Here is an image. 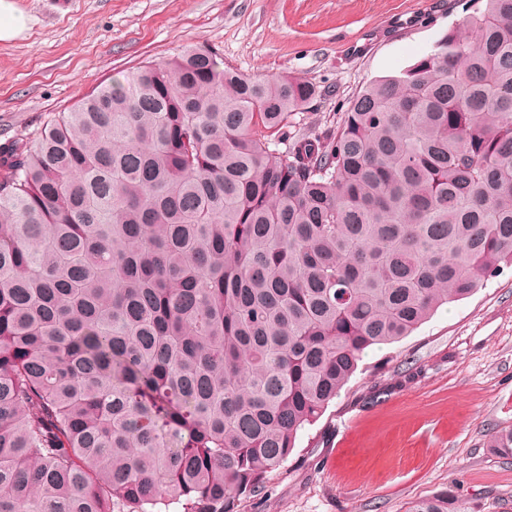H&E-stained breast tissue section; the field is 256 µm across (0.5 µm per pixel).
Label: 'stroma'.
I'll return each mask as SVG.
<instances>
[{
  "instance_id": "obj_1",
  "label": "stroma",
  "mask_w": 512,
  "mask_h": 512,
  "mask_svg": "<svg viewBox=\"0 0 512 512\" xmlns=\"http://www.w3.org/2000/svg\"><path fill=\"white\" fill-rule=\"evenodd\" d=\"M24 38L0 42V143L187 45L255 78L320 91L299 121L335 129L367 85L461 26L466 0H15ZM512 268L364 356L263 488L232 512H406L451 491L468 512H512Z\"/></svg>"
}]
</instances>
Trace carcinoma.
<instances>
[{
    "instance_id": "obj_1",
    "label": "carcinoma",
    "mask_w": 512,
    "mask_h": 512,
    "mask_svg": "<svg viewBox=\"0 0 512 512\" xmlns=\"http://www.w3.org/2000/svg\"><path fill=\"white\" fill-rule=\"evenodd\" d=\"M475 3L332 131L200 45L0 145V512H229L512 266V0Z\"/></svg>"
}]
</instances>
